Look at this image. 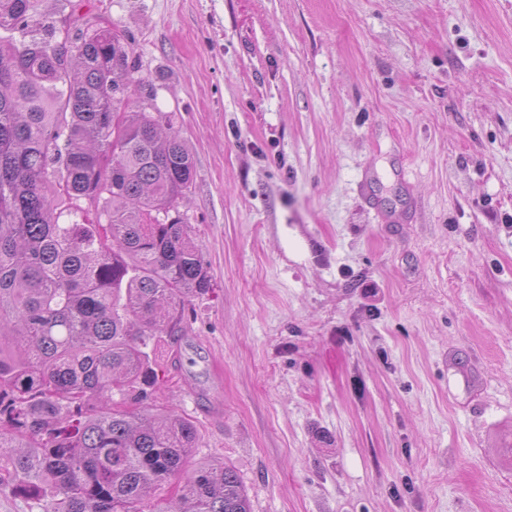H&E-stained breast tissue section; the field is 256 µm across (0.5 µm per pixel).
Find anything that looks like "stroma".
Returning <instances> with one entry per match:
<instances>
[{"mask_svg": "<svg viewBox=\"0 0 512 512\" xmlns=\"http://www.w3.org/2000/svg\"><path fill=\"white\" fill-rule=\"evenodd\" d=\"M36 6L122 32L193 155L194 461L252 512H512V0Z\"/></svg>", "mask_w": 512, "mask_h": 512, "instance_id": "35a3bbf8", "label": "stroma"}]
</instances>
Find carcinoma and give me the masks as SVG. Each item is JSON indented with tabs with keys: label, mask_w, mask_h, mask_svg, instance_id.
Returning <instances> with one entry per match:
<instances>
[{
	"label": "carcinoma",
	"mask_w": 512,
	"mask_h": 512,
	"mask_svg": "<svg viewBox=\"0 0 512 512\" xmlns=\"http://www.w3.org/2000/svg\"><path fill=\"white\" fill-rule=\"evenodd\" d=\"M1 29L0 483L41 512H250L193 422L147 405L210 288L178 210L192 154L117 32L60 41L34 0H0Z\"/></svg>",
	"instance_id": "carcinoma-1"
}]
</instances>
